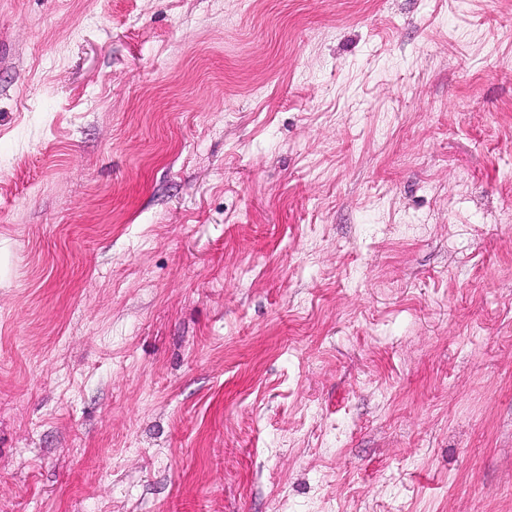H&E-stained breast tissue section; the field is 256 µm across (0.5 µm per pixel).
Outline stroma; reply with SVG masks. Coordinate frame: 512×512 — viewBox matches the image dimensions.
Returning <instances> with one entry per match:
<instances>
[{
	"mask_svg": "<svg viewBox=\"0 0 512 512\" xmlns=\"http://www.w3.org/2000/svg\"><path fill=\"white\" fill-rule=\"evenodd\" d=\"M0 512H512V0H0Z\"/></svg>",
	"mask_w": 512,
	"mask_h": 512,
	"instance_id": "1",
	"label": "stroma"
}]
</instances>
